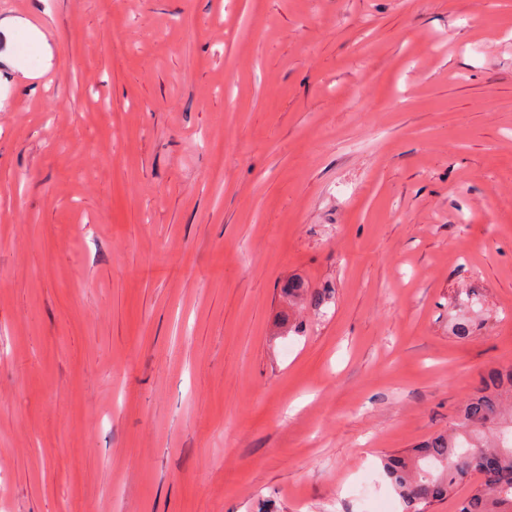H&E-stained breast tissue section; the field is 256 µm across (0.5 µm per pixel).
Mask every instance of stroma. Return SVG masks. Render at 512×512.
<instances>
[{
  "label": "stroma",
  "instance_id": "stroma-1",
  "mask_svg": "<svg viewBox=\"0 0 512 512\" xmlns=\"http://www.w3.org/2000/svg\"><path fill=\"white\" fill-rule=\"evenodd\" d=\"M12 18L0 512H363L512 366V0ZM292 276L336 304L277 338Z\"/></svg>",
  "mask_w": 512,
  "mask_h": 512
}]
</instances>
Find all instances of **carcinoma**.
Here are the masks:
<instances>
[{
	"label": "carcinoma",
	"mask_w": 512,
	"mask_h": 512,
	"mask_svg": "<svg viewBox=\"0 0 512 512\" xmlns=\"http://www.w3.org/2000/svg\"><path fill=\"white\" fill-rule=\"evenodd\" d=\"M288 301L310 298L326 309L333 303L330 290L312 291L289 280L282 287ZM459 341L474 336V325L459 318L452 325ZM512 397V367L490 369L480 389L457 410L453 430L437 435L410 455L383 459V469L399 493L405 512H423V507L453 494L458 481L480 475L459 512H512V422L503 418V401Z\"/></svg>",
	"instance_id": "carcinoma-1"
}]
</instances>
